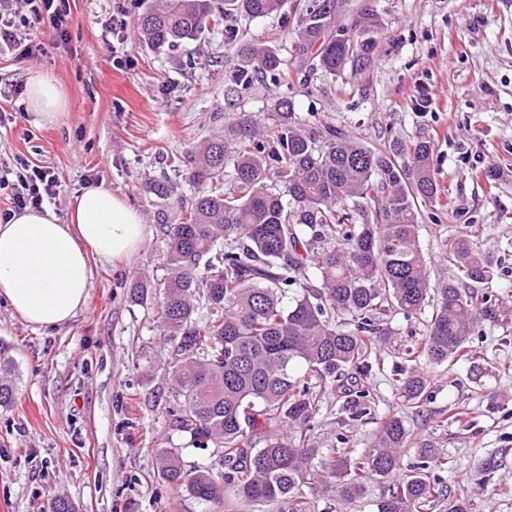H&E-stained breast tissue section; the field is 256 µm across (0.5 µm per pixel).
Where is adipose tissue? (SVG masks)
<instances>
[{
	"instance_id": "adipose-tissue-1",
	"label": "adipose tissue",
	"mask_w": 512,
	"mask_h": 512,
	"mask_svg": "<svg viewBox=\"0 0 512 512\" xmlns=\"http://www.w3.org/2000/svg\"><path fill=\"white\" fill-rule=\"evenodd\" d=\"M27 102L46 123L58 120L66 98L54 78H30ZM144 241L141 217L102 185L72 198L65 217L25 210L0 224V298L35 327L72 321L86 304L93 260L134 255Z\"/></svg>"
}]
</instances>
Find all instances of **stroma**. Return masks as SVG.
Listing matches in <instances>:
<instances>
[{
    "mask_svg": "<svg viewBox=\"0 0 512 512\" xmlns=\"http://www.w3.org/2000/svg\"><path fill=\"white\" fill-rule=\"evenodd\" d=\"M384 20L381 60L366 91L340 88L322 73L307 85L253 84L235 90L238 49L223 29L204 32L176 50L141 42L137 18L145 0H69L67 42L47 22L31 20L25 33L39 51L20 59L0 54V160L21 156L48 167L64 188L51 209L65 216L73 196L102 184L124 197L145 226L142 247L119 261H93L85 307L60 327L34 328L0 299V344L11 347L15 399L0 408V512H43L64 496L79 512H202L159 484L156 450L179 449L202 466L211 450L193 448L166 423L174 403L168 374L170 347L156 321V298L139 301L132 285H156L164 275L166 225L157 220L152 183L168 181L172 199L195 191L169 166L225 121L243 112L263 114L274 98L293 100L298 117L344 128L384 147L425 137L434 143L437 181L450 193L440 210H423L419 239L438 285L455 274L451 241L470 225L499 264L488 289L512 301V0H372ZM125 19V37L109 28ZM251 32L295 66L285 14L250 22ZM52 76L67 107L58 121L40 122L24 95L32 76ZM495 168L497 179L482 175ZM427 314L381 315L388 339L376 343L362 384L372 413L358 422L344 411L341 382L320 391L312 422L319 447H368L381 421L402 420L412 448H431L455 461L443 479L465 495L472 512H512V337L484 325L487 358L428 367L431 396L422 406L403 402L392 382L406 350L420 342ZM463 408L466 423L447 422ZM494 461L490 481L472 476Z\"/></svg>",
    "mask_w": 512,
    "mask_h": 512,
    "instance_id": "stroma-1",
    "label": "stroma"
}]
</instances>
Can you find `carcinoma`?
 Returning <instances> with one entry per match:
<instances>
[{
  "label": "carcinoma",
  "mask_w": 512,
  "mask_h": 512,
  "mask_svg": "<svg viewBox=\"0 0 512 512\" xmlns=\"http://www.w3.org/2000/svg\"><path fill=\"white\" fill-rule=\"evenodd\" d=\"M285 7L295 18V74L275 47L226 25L224 39L241 44L246 63L238 81L288 85L319 70L344 86L380 60L383 18L349 0H224L217 11L211 0H157L140 15L138 33L157 50L171 49L230 15L254 20ZM433 155L425 138L387 150L328 123L310 129L282 97L173 158L197 192L178 203L171 223L158 211L168 242L157 316L172 344L178 396L164 415L193 447L214 448L219 466L188 465L179 452L159 450L154 476L177 498L208 512L279 504L316 512L318 497L352 501L387 479L377 512H429L445 499L446 455L421 451L409 474L393 478L409 450L398 417L386 418L359 453L317 448L311 434L317 388L370 372L384 312L409 317L432 306L426 332L408 351L411 361L431 365L464 360L477 368L486 356L476 343L482 324L512 327V307L476 289L495 276L476 224L450 244L456 275L430 288L418 219L423 208L445 206ZM310 268L317 287L307 281ZM13 370L10 347L1 344V408L16 391ZM393 381L410 404L430 397L428 378L414 366L397 367ZM349 393L356 420L370 391Z\"/></svg>",
  "instance_id": "1"
}]
</instances>
